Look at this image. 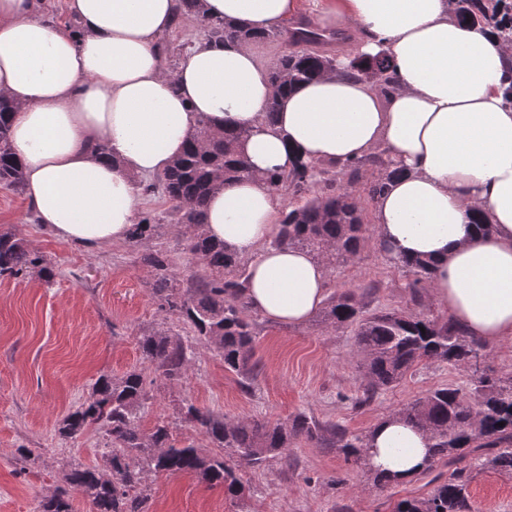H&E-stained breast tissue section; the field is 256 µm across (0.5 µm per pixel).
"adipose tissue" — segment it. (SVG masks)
<instances>
[{
  "mask_svg": "<svg viewBox=\"0 0 512 512\" xmlns=\"http://www.w3.org/2000/svg\"><path fill=\"white\" fill-rule=\"evenodd\" d=\"M65 26L36 0H0V97L16 107L11 148L40 224L91 250L127 238L140 179L167 171L199 118L243 128L251 178L210 194L204 232L249 257L246 290L263 318L310 319L326 296V265L270 246L282 203L270 176L297 161L346 163L387 151L400 174L374 200L379 241L396 258H428L431 294L470 336L512 339V46L449 15V0H321L316 20L357 24L336 69L293 87L274 125L263 116L270 68L250 42H193L175 70L162 36L176 0H66ZM300 0H204L205 14L262 31ZM386 55L388 97L347 77L352 58ZM107 143L108 154L98 146ZM371 461L407 481L427 456L422 434L382 420Z\"/></svg>",
  "mask_w": 512,
  "mask_h": 512,
  "instance_id": "adipose-tissue-1",
  "label": "adipose tissue"
}]
</instances>
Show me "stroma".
Wrapping results in <instances>:
<instances>
[{"instance_id":"stroma-1","label":"stroma","mask_w":512,"mask_h":512,"mask_svg":"<svg viewBox=\"0 0 512 512\" xmlns=\"http://www.w3.org/2000/svg\"><path fill=\"white\" fill-rule=\"evenodd\" d=\"M377 175L369 167L355 182L337 181L361 203L369 227L355 258L328 264L327 290L353 291L369 313L395 310L447 320V310L433 299L429 286L410 288L411 274L380 247L368 194ZM138 207L155 222L152 236L137 244L124 239L88 250L57 239L38 224L24 191L0 185V230L23 238L53 271L49 279L35 268L20 278L0 277V512H39L42 500L61 491L72 512H91L89 501L68 487L65 476L79 464L109 470L111 454L101 433L64 440L58 426L90 399L103 376L144 372L151 398L142 412L141 431L169 422L177 442L208 454L215 451L209 437L180 420L186 406L231 421L283 422L303 413L364 435L435 388L468 385L471 371L426 361L395 387L359 405L366 380L352 331L316 315L299 326L257 318L255 375L251 390H243L217 349L197 340L177 316L159 310L145 257L166 252L176 275L184 276L188 231L171 221L173 203L163 190L139 194ZM151 332L192 345L194 359L181 378H163L144 358L139 339ZM239 475L245 486L240 497L190 474L146 475L149 512H392L398 499L419 488L407 482L377 489L336 446L302 439L290 444L287 459L273 460L259 471L244 468ZM470 492L480 512H512L510 476L481 471Z\"/></svg>"}]
</instances>
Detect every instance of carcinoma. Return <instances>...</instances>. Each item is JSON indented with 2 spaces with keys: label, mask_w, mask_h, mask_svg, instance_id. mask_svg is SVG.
<instances>
[{
  "label": "carcinoma",
  "mask_w": 512,
  "mask_h": 512,
  "mask_svg": "<svg viewBox=\"0 0 512 512\" xmlns=\"http://www.w3.org/2000/svg\"><path fill=\"white\" fill-rule=\"evenodd\" d=\"M453 18L470 21L494 30L512 42V0H449ZM212 41H252L283 36L277 26L261 34L225 19H206ZM336 33L300 28L289 32V50L271 71L273 94L265 111L268 124L274 123L278 99L296 84L321 77L336 69V59L320 47ZM347 74L368 81L388 95L396 90L389 65L381 58L365 64L355 57ZM14 105L0 97V183L14 190L23 188V171L13 158L10 116ZM245 136L243 130L213 134L209 122L200 118L184 155L165 173L161 183L174 203L177 223L189 230L183 253L191 261L203 263L208 273L188 275L186 285L176 283L172 264L162 252L147 261L154 269V295L160 310L176 314L199 339L214 345L224 358V366L247 382L252 373L249 351L256 338V324L249 315L245 292L247 267L241 258L208 240L204 232V204L219 182L246 178L250 169L236 151ZM373 166L379 176L369 194L376 197L398 173L385 153L337 166L328 162H306L286 175H274L272 187L284 186L293 196L282 212L274 244L304 250L314 257L346 261L353 257L366 231L359 203L346 191L330 189L338 174L354 181L363 168ZM324 174V188L314 185ZM154 225L145 216L134 225L130 240L137 243L152 235ZM400 264L415 276V282L431 281L432 265L426 259L402 260ZM52 276V270L11 232L0 231V276L19 277L33 268ZM332 326H351L357 352L368 384L359 404L370 401L381 389H388L423 361H442L452 366L470 367L485 356L486 344L467 335L453 321L407 316L397 311L365 314L355 294H333L323 311ZM140 349L155 371L166 379H178L187 370L188 358L182 344L153 332L141 336ZM149 400L145 375L133 370L119 379L101 377L92 400L66 416L60 436L76 439L93 427L104 433L112 449L110 472L77 465L66 475V482L90 502L92 512H145L147 495L142 482L148 472L186 473L200 476L210 484L224 486L225 492L239 496L243 486L237 477L240 466L261 469L282 456L291 440H331L343 455L361 467L373 486L392 489L402 484L393 475L376 469L371 462L372 434L348 436L336 425H322L300 413L288 422L241 419L228 421L190 406L183 420L205 432L217 448L218 458L203 454L193 445H179L169 424L160 422L144 434L138 420ZM393 415L421 430L429 445L427 459L415 479L426 492L399 499L394 512H478L469 491L476 474L494 470L512 476V376L481 374L472 379L469 390L443 386L427 396L393 412ZM138 458L130 467L126 458ZM448 469V473L441 469Z\"/></svg>",
  "instance_id": "1"
}]
</instances>
